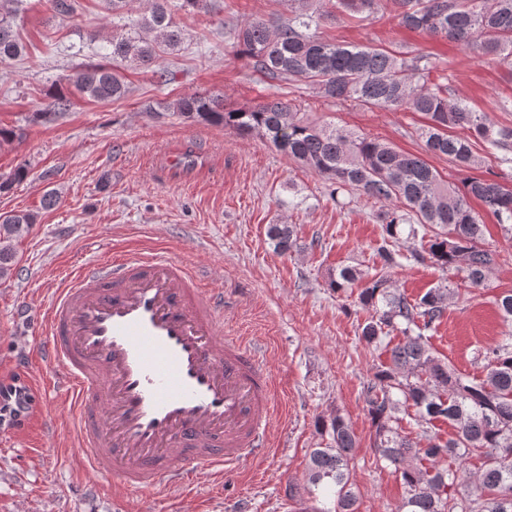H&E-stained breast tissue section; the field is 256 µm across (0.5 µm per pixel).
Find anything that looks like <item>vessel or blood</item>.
I'll list each match as a JSON object with an SVG mask.
<instances>
[{
    "instance_id": "b4317fda",
    "label": "vessel or blood",
    "mask_w": 512,
    "mask_h": 512,
    "mask_svg": "<svg viewBox=\"0 0 512 512\" xmlns=\"http://www.w3.org/2000/svg\"><path fill=\"white\" fill-rule=\"evenodd\" d=\"M28 372L72 412L83 471L129 492L184 488L257 458L277 413L224 295L164 253L113 255L56 288Z\"/></svg>"
}]
</instances>
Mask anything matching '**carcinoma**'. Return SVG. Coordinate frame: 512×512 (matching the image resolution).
<instances>
[{
    "mask_svg": "<svg viewBox=\"0 0 512 512\" xmlns=\"http://www.w3.org/2000/svg\"><path fill=\"white\" fill-rule=\"evenodd\" d=\"M19 2L0 0L1 62L25 50L15 30ZM289 5L288 15L247 21L235 32L236 55L248 59L259 79L301 84L336 104L416 112L423 117L417 132L425 152L460 166L475 163L473 137L509 161L512 129L494 128L485 113L451 97L448 75L437 58L374 44L337 43L321 37L318 29L340 17L381 18L392 5L404 28L455 42L511 68L512 0H289ZM182 40L171 0H151L147 14L112 36V65L81 68L73 80L75 90L95 102L120 100L127 94L120 67L132 63L150 68ZM167 108L195 123L222 125L240 135L259 134L324 177L338 193L358 191L381 203H396L383 212L385 237L377 255L384 268L398 265L389 240L398 238L402 224L415 220L430 239L428 247L412 252L411 258L460 270L470 287L485 288L499 254L484 246L483 220L471 200L479 201L512 234L511 187L473 177L464 189H455L420 156L334 124H313L286 100L266 98L251 107L230 108L219 94L194 93ZM456 128L470 135L451 134ZM27 175V167L19 165L1 176L0 194ZM36 221L31 211L0 214V279L11 274L15 242ZM268 236L281 253L296 245L289 224L270 225ZM329 286L337 292L357 289L358 303L371 311L361 326L366 343L380 344L395 332L402 334L367 386L373 448L378 459L400 473L404 488L398 512H512V331L479 353L486 361L485 378L466 380L434 356L424 336L444 317L453 289L438 286L410 300L391 291L384 275L371 277L351 268L341 270ZM403 406L415 407V416L427 424H451L453 436L445 440L425 430L414 441L402 435L397 413ZM325 433L330 442L311 451L308 482L332 490L336 507L319 512H359L350 470L356 436L337 414L330 417ZM478 450L483 461L477 485L461 495L457 470L437 463L462 461Z\"/></svg>",
    "mask_w": 512,
    "mask_h": 512,
    "instance_id": "carcinoma-1",
    "label": "carcinoma"
}]
</instances>
